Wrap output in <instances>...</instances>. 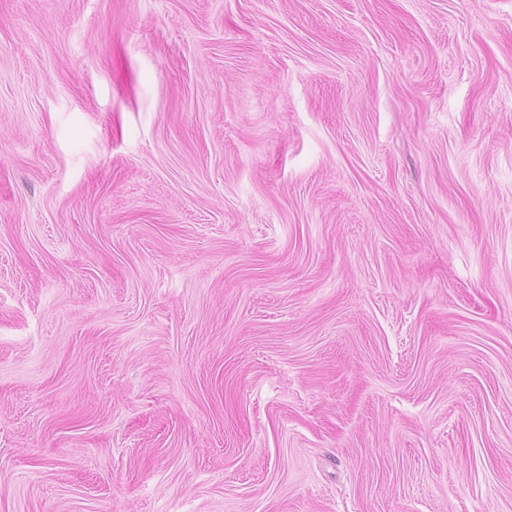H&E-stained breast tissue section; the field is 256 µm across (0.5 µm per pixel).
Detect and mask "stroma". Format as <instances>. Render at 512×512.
<instances>
[{
  "label": "stroma",
  "instance_id": "1",
  "mask_svg": "<svg viewBox=\"0 0 512 512\" xmlns=\"http://www.w3.org/2000/svg\"><path fill=\"white\" fill-rule=\"evenodd\" d=\"M0 512H512V0H0Z\"/></svg>",
  "mask_w": 512,
  "mask_h": 512
}]
</instances>
